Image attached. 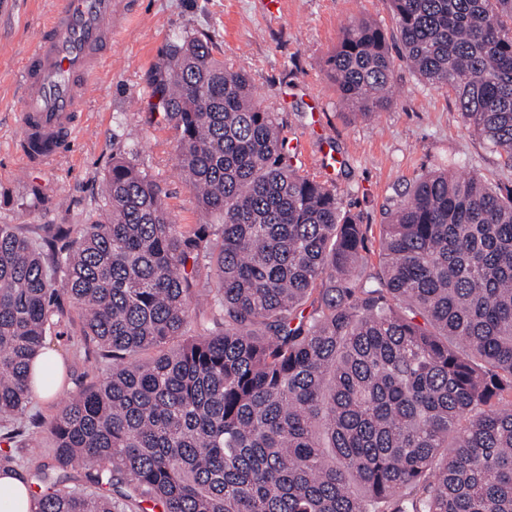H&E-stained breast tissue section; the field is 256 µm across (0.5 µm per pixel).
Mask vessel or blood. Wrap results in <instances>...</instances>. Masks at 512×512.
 Instances as JSON below:
<instances>
[{
    "instance_id": "1",
    "label": "vessel or blood",
    "mask_w": 512,
    "mask_h": 512,
    "mask_svg": "<svg viewBox=\"0 0 512 512\" xmlns=\"http://www.w3.org/2000/svg\"><path fill=\"white\" fill-rule=\"evenodd\" d=\"M124 0H61L20 71L17 149L40 168L73 142L92 81L108 63Z\"/></svg>"
}]
</instances>
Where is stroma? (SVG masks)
Returning <instances> with one entry per match:
<instances>
[{
  "label": "stroma",
  "instance_id": "1",
  "mask_svg": "<svg viewBox=\"0 0 512 512\" xmlns=\"http://www.w3.org/2000/svg\"><path fill=\"white\" fill-rule=\"evenodd\" d=\"M57 4L0 0V224L18 225L30 237L101 219L105 179L117 157L131 159L160 185L182 230L217 234L220 224L191 192L178 164V133L149 85L170 45L189 37L207 40L216 59L249 77L256 96L276 112L284 146L297 153L303 171L336 188L344 209L368 225L369 260L377 258L385 208L417 175L454 158L464 171L512 186V168L471 133L454 94L425 83L406 64L390 0H131L109 62L83 103L82 135L51 164L29 168L15 151L18 71ZM362 21L382 28L394 60L395 94L368 118L340 101L327 70L345 31ZM59 303L66 317L48 348L62 362V391L0 419V453L25 472L51 461L49 424L69 397L111 371L85 350L77 310L67 298Z\"/></svg>",
  "mask_w": 512,
  "mask_h": 512
}]
</instances>
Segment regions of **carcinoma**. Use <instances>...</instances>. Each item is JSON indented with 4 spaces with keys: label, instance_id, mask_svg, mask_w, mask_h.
Here are the masks:
<instances>
[{
    "label": "carcinoma",
    "instance_id": "1",
    "mask_svg": "<svg viewBox=\"0 0 512 512\" xmlns=\"http://www.w3.org/2000/svg\"><path fill=\"white\" fill-rule=\"evenodd\" d=\"M390 2L406 61L512 168V0ZM328 66L348 107L386 106L378 25ZM150 87L220 243L123 158L68 247L0 224V419L33 397L59 293L112 362L52 421L54 461L19 474L38 481L30 512H512V187L454 162L418 176L372 269L367 225L208 43L171 46ZM202 296L221 328L191 335ZM76 461L84 479L56 475Z\"/></svg>",
    "mask_w": 512,
    "mask_h": 512
}]
</instances>
